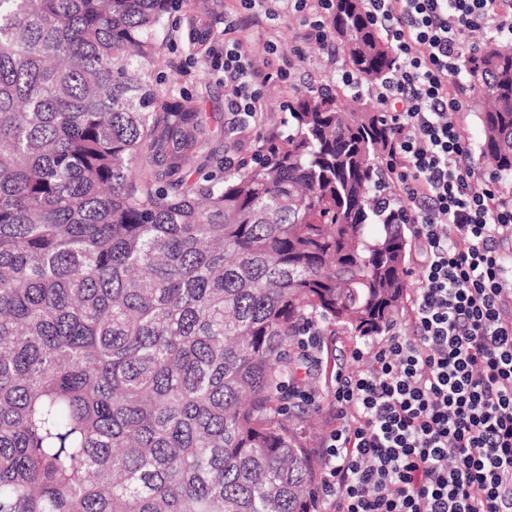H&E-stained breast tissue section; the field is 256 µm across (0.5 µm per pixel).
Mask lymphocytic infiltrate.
Returning <instances> with one entry per match:
<instances>
[{
    "mask_svg": "<svg viewBox=\"0 0 512 512\" xmlns=\"http://www.w3.org/2000/svg\"><path fill=\"white\" fill-rule=\"evenodd\" d=\"M308 38L326 49L333 0H293ZM393 48L394 71L368 87L391 129L382 163L407 205L422 274L412 332L355 347L337 367L333 424L314 512H512V198L467 164V32L512 43V0H361ZM228 23L210 68L224 83L229 125L262 114L272 74Z\"/></svg>",
    "mask_w": 512,
    "mask_h": 512,
    "instance_id": "1",
    "label": "lymphocytic infiltrate"
}]
</instances>
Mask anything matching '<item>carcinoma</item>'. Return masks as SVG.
Listing matches in <instances>:
<instances>
[{
  "label": "carcinoma",
  "instance_id": "carcinoma-1",
  "mask_svg": "<svg viewBox=\"0 0 512 512\" xmlns=\"http://www.w3.org/2000/svg\"><path fill=\"white\" fill-rule=\"evenodd\" d=\"M177 2L0 0V512H311L295 336H379L412 288L388 123L309 90L224 167L155 76ZM332 28L366 82L392 68L360 0ZM213 37L202 8L191 55ZM468 70L512 192V51Z\"/></svg>",
  "mask_w": 512,
  "mask_h": 512
}]
</instances>
